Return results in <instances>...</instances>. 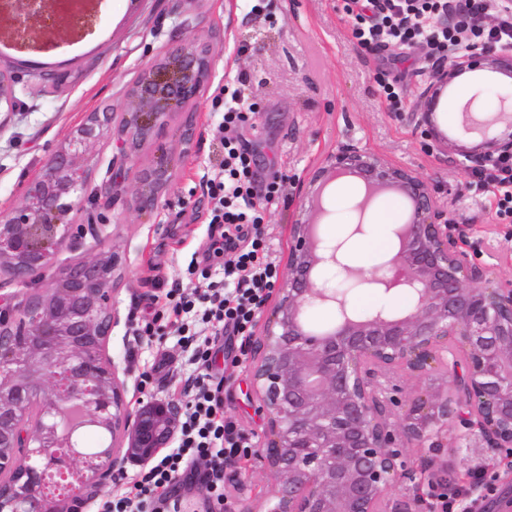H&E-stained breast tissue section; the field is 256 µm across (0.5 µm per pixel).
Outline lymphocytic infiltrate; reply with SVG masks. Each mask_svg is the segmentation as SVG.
<instances>
[{"instance_id": "1", "label": "lymphocytic infiltrate", "mask_w": 512, "mask_h": 512, "mask_svg": "<svg viewBox=\"0 0 512 512\" xmlns=\"http://www.w3.org/2000/svg\"><path fill=\"white\" fill-rule=\"evenodd\" d=\"M345 10L357 22L356 38L367 47L417 43L440 56L454 57L480 43L512 53V13L494 12L493 0H345ZM451 10L462 16L461 26L439 24V17ZM211 105L222 115L218 136L223 158L218 174L208 182L209 222L214 227L209 249L222 256L224 276L212 280L208 268L190 263L189 273L207 280V289L193 300L177 289L167 291L153 321L137 328L140 336L155 335L161 326L185 332L187 315L197 310L202 323L229 337L248 338L277 280L261 226L265 205L280 192L284 178L274 171L262 179L253 170L237 132L255 114L245 111L240 91L215 88ZM477 184L494 199L496 218L511 224L512 162L485 167ZM183 389L191 399L177 447L141 470L132 485L101 500L97 512H175L178 479L200 465L205 468L202 480L210 499L223 504L224 470L247 454L251 442L225 418L221 385L189 378Z\"/></svg>"}]
</instances>
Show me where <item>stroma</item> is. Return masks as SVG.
Returning <instances> with one entry per match:
<instances>
[{
	"instance_id": "stroma-1",
	"label": "stroma",
	"mask_w": 512,
	"mask_h": 512,
	"mask_svg": "<svg viewBox=\"0 0 512 512\" xmlns=\"http://www.w3.org/2000/svg\"><path fill=\"white\" fill-rule=\"evenodd\" d=\"M116 12L122 15L117 24L112 21ZM354 28L342 0H104L95 32L55 52V69L66 75L60 90L46 92L34 80V73L44 68L39 54L9 50L0 58V68L21 77L15 111L0 112V212L20 205L22 183L41 171L50 153L65 144L89 113L125 101L144 64L197 41L215 53L214 84L244 87L256 105L255 122L241 131L255 168L263 173L276 169L288 177L278 198L268 204L262 226L279 280L288 276L290 226L309 217L302 203L304 186L329 153L354 142L424 179L463 233L471 262L491 269L497 280L512 281V223H498L471 171L431 149L416 128L418 97L432 55L416 45L369 49L358 43ZM392 82L401 92L389 101L381 87ZM217 120L210 97L202 96L190 142H182L174 122L144 145L138 155L142 164L164 150L182 156L168 205L150 213L135 210L131 200L136 184L126 181L112 207L111 223L99 235L63 245L40 282L48 284L60 269L117 248L122 268L112 306L119 322L108 353L130 410L153 398H181L185 379L204 374L222 382L225 415L260 444L267 418L254 393L251 367L225 364L226 336H210L213 359L204 368L191 360L190 343L176 334L142 339L131 330L132 317L153 318L150 295L175 286L190 296L207 286L186 268L210 244L206 179L219 153L213 138ZM385 201V195H378L362 216L354 201L329 202L328 215L319 219L321 231H349L361 217L373 222ZM155 363L161 372L141 385V374ZM469 444L468 430L453 423L446 447L432 451L407 445L410 474L396 486L393 500L413 497L416 484L426 483L425 460L466 472ZM224 481L230 492L220 512H253L273 477L253 455L225 469Z\"/></svg>"
}]
</instances>
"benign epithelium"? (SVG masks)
<instances>
[{"label": "benign epithelium", "mask_w": 512, "mask_h": 512, "mask_svg": "<svg viewBox=\"0 0 512 512\" xmlns=\"http://www.w3.org/2000/svg\"><path fill=\"white\" fill-rule=\"evenodd\" d=\"M0 12L16 17L8 44L40 53L92 33L97 16L74 0H0ZM212 67L210 49L197 43L145 64L120 110L90 113L26 181L22 204L0 215V272L25 287L20 302L0 296V473L15 470L17 448L30 461L20 478L0 481V512H82L116 466L145 465L176 436L179 406L154 400L130 414L106 354L118 322L112 294L119 252L103 250L64 268L46 286L39 273L65 243L111 223L100 199L113 196L116 179L89 191L88 156L107 137L138 186L133 207H159L176 178L174 157L163 151L142 165L138 151L173 118L190 137ZM477 71L512 81V55L474 46L437 60L416 113L421 134L463 169L512 159V113L502 130L496 120L482 124L473 146L445 137L435 121L448 88ZM16 83L0 71V112L14 109ZM344 173L359 176L370 193L398 191L410 216L392 230L395 251L368 272L344 264V242L325 238L318 225H291L288 279L251 364L268 418L260 458L277 477L261 512H412L420 497L392 501L408 467L403 443L437 439L456 421L478 430L484 446L472 453H496L512 471V281L496 282L469 262L421 177L348 142L326 157L310 184L325 186ZM85 199L95 215L75 224L69 215ZM336 266L360 285L409 295L413 309L352 314L345 294L319 278ZM318 304L335 308L338 318L314 332L305 317ZM396 369L429 380L404 405L387 378ZM86 425L111 432L110 448L98 455L75 449L70 431Z\"/></svg>", "instance_id": "benign-epithelium-1"}]
</instances>
